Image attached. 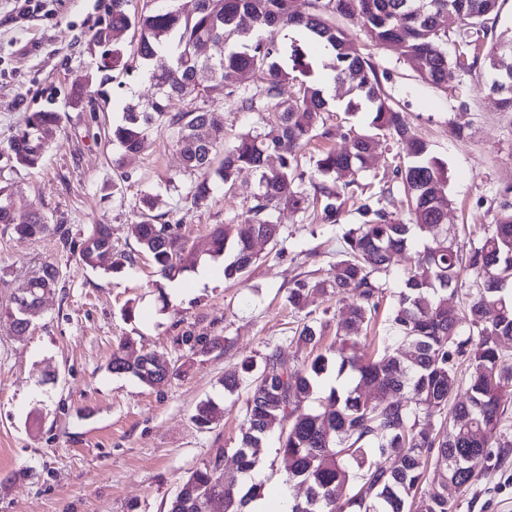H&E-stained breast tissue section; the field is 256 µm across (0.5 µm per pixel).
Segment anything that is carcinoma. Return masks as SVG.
I'll use <instances>...</instances> for the list:
<instances>
[{
	"mask_svg": "<svg viewBox=\"0 0 512 512\" xmlns=\"http://www.w3.org/2000/svg\"><path fill=\"white\" fill-rule=\"evenodd\" d=\"M326 2L371 45L400 46L425 84L446 82L450 44L459 69L470 72L482 64L493 75L488 85L493 94L497 82L512 72V52L506 49L512 36L495 28L499 0H427L424 13L414 9L415 0ZM128 5L129 0H112L107 22L93 33L92 40L103 48L99 85L116 70H132V60L155 93L146 102L125 101L121 120L112 126V143L126 153L137 151L155 125L165 126L184 168L197 175L187 192L195 204L209 197L213 185H232L243 169L258 177L246 216L209 234V258L231 253L225 278L239 279L255 264V239L266 236L274 248L284 242L274 213L282 206L307 208L308 196L294 189L295 182H308L314 196L323 199L322 223L339 225L346 199L366 188L358 175L382 139L389 136L406 149V159L382 176L385 186L359 197L360 223L343 229L341 258L330 265L327 277L297 279L288 289V303L297 311L313 291L336 293L344 304L336 321V349L323 346L324 323L312 319L291 338L303 357H285L275 347L263 355L262 365L246 358L240 371L224 375L229 394L249 379L241 441L230 450L212 449L202 466L182 478L167 512H245L262 495L263 484L243 486L224 470V457L230 452L240 472L251 470L258 448L273 432L279 433L286 476L313 493L312 512H452L456 494L481 475L495 449L512 448V436L503 428L506 405L512 403V370L501 365L503 346L512 341V203L503 201L496 223L466 243L448 235L451 200L444 163L430 155L404 113L389 103L375 66L353 37L321 11L297 12L292 0H197L190 14L175 0H145L134 14ZM129 30L134 35L126 45L119 37ZM202 42L214 46L213 56L201 58L192 51ZM311 42L328 53L333 80L356 92L346 111L367 106L370 132L354 133L348 147L322 153L305 170L302 149L328 134L323 116L328 101L319 87L306 85L296 98L286 89L310 72L306 46ZM204 69L211 78L201 87L196 77ZM232 97L242 112H263L270 104L277 112L262 129L244 132L227 145L224 123L212 105ZM498 104L512 112V93L498 94ZM60 123L61 114L53 109L32 112L10 141L9 161L39 168L49 142L39 140L38 131ZM273 153L278 154L274 168L269 165ZM388 182L403 188L410 222L390 209ZM10 195L9 186H0V224L18 237L56 234L84 267L95 271L133 262L113 246L108 225H93L75 242L64 224H50L37 211L18 215L4 207L3 198ZM141 204L148 213L132 225V234L160 275L193 269L194 251L180 225L149 214L153 198ZM417 229L430 244L404 272L388 318L389 335L370 355L359 356L353 352L359 334L377 319L383 300L379 278L390 271L394 256L410 248ZM58 279L57 269L47 264L23 290L35 299L46 287L56 288ZM465 284L466 307L448 306V296ZM4 313L18 334L28 331L14 302ZM176 342L203 354L223 347L219 336L188 334ZM125 349L123 342L113 351L112 373L131 374L150 388L172 375V368L156 364V355L131 360ZM223 415L224 408L206 400L193 419L209 429ZM374 452L394 458L398 466H379L371 459Z\"/></svg>",
	"mask_w": 512,
	"mask_h": 512,
	"instance_id": "cac0c4a2",
	"label": "carcinoma"
}]
</instances>
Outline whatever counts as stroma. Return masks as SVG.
I'll return each instance as SVG.
<instances>
[{
	"mask_svg": "<svg viewBox=\"0 0 512 512\" xmlns=\"http://www.w3.org/2000/svg\"><path fill=\"white\" fill-rule=\"evenodd\" d=\"M110 0H45L40 17L19 18L14 0H0V184L11 186L17 212L40 210L51 222L67 224L80 239L94 224L111 228L112 243L134 254L133 264L104 273L81 266L56 235L21 239L0 224V303L42 265H54L61 289L45 298L33 327L19 336L0 316V512H163L180 478L196 469L213 448L234 447L245 416V391L227 394L225 373L248 356L261 357L290 343L310 317L335 320V295L314 293L305 311L287 301L296 277L326 275L339 256L341 229L321 223V205L281 209L276 219L286 240L283 254L257 244L256 263L238 281L224 279L223 260L202 258L213 284L193 287V272L176 299L135 241L131 226L139 204L152 195L155 213L181 223L189 244H205L218 224L241 220L258 191V178L245 169L232 186L216 185L209 198L192 204L186 193L194 174L183 171L165 127L151 130L144 148L122 153L107 133L123 98L148 99L154 92L140 72H116L114 81L79 108L69 97L95 75L100 49L91 36ZM369 53L392 105L404 112L416 135L448 169V226L480 230L495 223L505 189L512 188V112L501 111L496 95L483 88L484 70L452 68L440 86L422 83L396 48ZM322 54H314L312 77L332 84L326 115L329 135L306 155L341 147L365 114L349 116L345 86L330 81ZM53 100L62 114L59 129L38 169L12 165L11 136L31 112ZM464 126L456 136L455 126ZM133 316H126V309ZM220 336L223 349L202 355L174 339L184 332ZM130 340L129 357L153 352L175 364L177 373L157 389L107 368L114 348ZM213 400L224 408L217 425L199 427L197 405ZM269 435L256 470L295 499L305 485L286 481ZM453 512H512V452L492 460L483 475L456 496Z\"/></svg>",
	"mask_w": 512,
	"mask_h": 512,
	"instance_id": "1",
	"label": "stroma"
}]
</instances>
